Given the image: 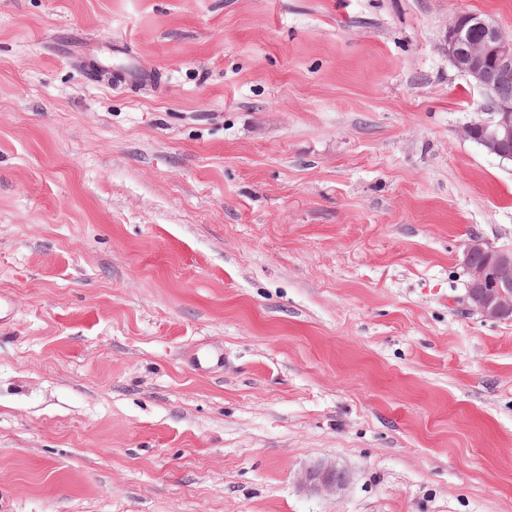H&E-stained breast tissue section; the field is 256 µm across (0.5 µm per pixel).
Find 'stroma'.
<instances>
[{
  "instance_id": "1",
  "label": "stroma",
  "mask_w": 512,
  "mask_h": 512,
  "mask_svg": "<svg viewBox=\"0 0 512 512\" xmlns=\"http://www.w3.org/2000/svg\"><path fill=\"white\" fill-rule=\"evenodd\" d=\"M464 11L512 36V0H0V512H512ZM461 265L467 276V310L485 320L512 317V251L469 236L462 243ZM300 482L309 491L336 494L346 486L348 474L334 463L317 461L304 469Z\"/></svg>"
}]
</instances>
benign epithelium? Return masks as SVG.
<instances>
[{
    "label": "benign epithelium",
    "instance_id": "benign-epithelium-1",
    "mask_svg": "<svg viewBox=\"0 0 512 512\" xmlns=\"http://www.w3.org/2000/svg\"><path fill=\"white\" fill-rule=\"evenodd\" d=\"M448 59L484 92L512 72V37L489 18L460 12L448 23L445 35ZM488 117L466 125L461 135L500 161L512 163V96L489 99ZM461 265L467 276V310L491 321L512 317V251L472 235L462 243ZM300 482L315 493L336 494L348 474L336 464L317 461L307 466Z\"/></svg>",
    "mask_w": 512,
    "mask_h": 512
}]
</instances>
